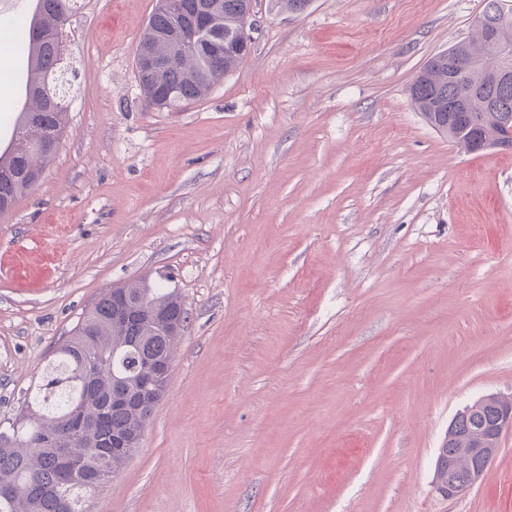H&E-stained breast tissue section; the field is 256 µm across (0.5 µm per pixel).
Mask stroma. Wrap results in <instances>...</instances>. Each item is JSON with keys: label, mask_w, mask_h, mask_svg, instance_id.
<instances>
[{"label": "stroma", "mask_w": 512, "mask_h": 512, "mask_svg": "<svg viewBox=\"0 0 512 512\" xmlns=\"http://www.w3.org/2000/svg\"><path fill=\"white\" fill-rule=\"evenodd\" d=\"M82 2L59 149L0 214V421L145 277L188 320L89 512H512V431L481 483L432 486L457 412L512 395V150H460L409 96L484 0H254L247 59L169 111L135 65L157 0Z\"/></svg>", "instance_id": "obj_1"}]
</instances>
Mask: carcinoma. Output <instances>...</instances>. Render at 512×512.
Listing matches in <instances>:
<instances>
[{
    "label": "carcinoma",
    "instance_id": "carcinoma-1",
    "mask_svg": "<svg viewBox=\"0 0 512 512\" xmlns=\"http://www.w3.org/2000/svg\"><path fill=\"white\" fill-rule=\"evenodd\" d=\"M224 34L238 30L252 0H213ZM504 0H485L484 23L501 28L512 43V16L502 17ZM72 0H34L29 16L12 24V52L25 62L23 103L14 110L13 131L0 148V213L27 193L34 170L44 171L53 156L43 145L61 140L67 105L57 79L61 56L54 42L72 12ZM197 0H179L174 14L161 6L145 25L136 57L163 62L148 76L161 94L158 107L176 109L205 99L215 84L234 72L249 49L224 43L216 55L175 45L166 35L191 25ZM472 59L464 74L448 81V61L438 53L409 89L425 122L466 152L501 149L504 125L512 128V83L495 84L488 68L512 60L494 57L473 27L455 44ZM467 99L469 111L450 112L448 102ZM188 315L175 290L154 288L144 280L106 289L83 314L73 336L56 348L41 383L27 393L20 413L0 427V512H87L84 493L112 479L128 453L112 447L117 438L141 437L153 407L164 394L174 346ZM491 402L477 411L464 408L448 425L437 456L444 459L468 444L474 428L495 423Z\"/></svg>",
    "mask_w": 512,
    "mask_h": 512
}]
</instances>
